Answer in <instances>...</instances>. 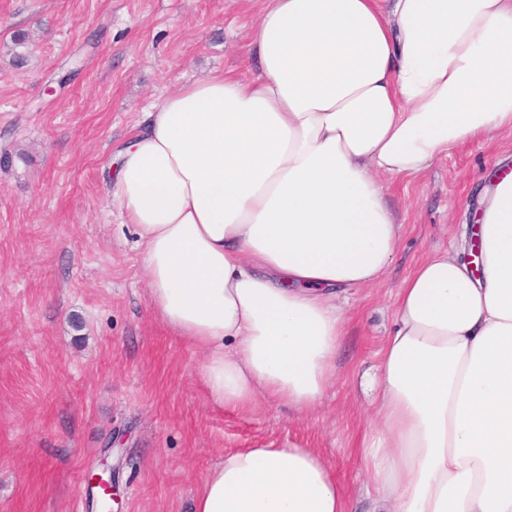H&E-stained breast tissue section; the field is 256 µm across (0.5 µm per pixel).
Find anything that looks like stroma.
I'll return each mask as SVG.
<instances>
[{
	"label": "stroma",
	"mask_w": 512,
	"mask_h": 512,
	"mask_svg": "<svg viewBox=\"0 0 512 512\" xmlns=\"http://www.w3.org/2000/svg\"><path fill=\"white\" fill-rule=\"evenodd\" d=\"M248 22L246 0H0V512H90L85 476L104 460L112 512H191L226 451L291 443L331 465L350 512H372L360 448L374 407L360 379L402 281L434 250L463 247L483 181L512 163V136L462 144L387 190L402 243L384 283L346 292L321 404L224 408L198 375L201 350L154 313L107 181L144 108L246 71Z\"/></svg>",
	"instance_id": "obj_1"
}]
</instances>
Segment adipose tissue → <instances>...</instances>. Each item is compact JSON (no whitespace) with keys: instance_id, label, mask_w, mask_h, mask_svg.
Masks as SVG:
<instances>
[{"instance_id":"ef3b65f1","label":"adipose tissue","mask_w":512,"mask_h":512,"mask_svg":"<svg viewBox=\"0 0 512 512\" xmlns=\"http://www.w3.org/2000/svg\"><path fill=\"white\" fill-rule=\"evenodd\" d=\"M261 2L254 70L145 109L108 197L215 400L305 414L336 377L339 294L382 282L402 239L383 177L512 133V0ZM474 231L481 269L437 252L397 290L362 445L374 512H512V172ZM192 512H348V492L312 449L243 448Z\"/></svg>"}]
</instances>
